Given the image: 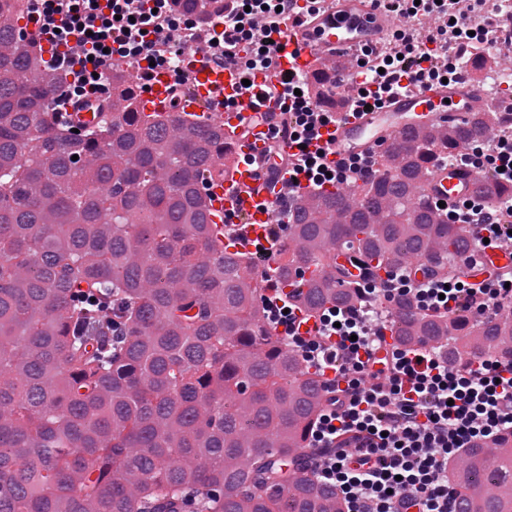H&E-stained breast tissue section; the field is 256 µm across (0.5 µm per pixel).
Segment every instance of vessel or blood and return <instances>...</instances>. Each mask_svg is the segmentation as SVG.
Returning a JSON list of instances; mask_svg holds the SVG:
<instances>
[{"instance_id":"obj_1","label":"vessel or blood","mask_w":512,"mask_h":512,"mask_svg":"<svg viewBox=\"0 0 512 512\" xmlns=\"http://www.w3.org/2000/svg\"><path fill=\"white\" fill-rule=\"evenodd\" d=\"M396 15L375 9L370 0H296V9L280 24L273 38L281 44L274 68L243 72L225 65L215 46L186 50L176 67L149 65L139 60L143 89L138 111L149 115L169 111L170 93L177 79L188 91L179 110L199 121L219 123L228 144L224 174L208 188L211 223L243 226V237L224 240L226 252H250L265 241L269 225L287 221L293 200L308 192L307 184L292 185L287 158L297 147L288 139H274L273 131L285 119L275 100L264 90L279 83L284 73L306 80L348 77L347 64L364 49L377 46L397 26ZM482 90L461 79L450 83L421 80L395 92L371 111L351 110L338 102L331 122L317 124L311 152L336 170L350 159L377 154L392 144L393 136L408 126L443 129L486 111ZM112 114L108 93L84 96L69 102L66 115L75 128H90ZM282 159L270 166L272 152ZM432 201L451 206L472 196L474 170L458 162L438 161L428 175ZM468 267L475 272L512 268V254L500 248L472 251Z\"/></svg>"}]
</instances>
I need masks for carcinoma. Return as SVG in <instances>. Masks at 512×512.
I'll list each match as a JSON object with an SVG mask.
<instances>
[{
	"instance_id": "cac0c4a2",
	"label": "carcinoma",
	"mask_w": 512,
	"mask_h": 512,
	"mask_svg": "<svg viewBox=\"0 0 512 512\" xmlns=\"http://www.w3.org/2000/svg\"><path fill=\"white\" fill-rule=\"evenodd\" d=\"M225 0H168L199 27ZM0 11V512H343L308 466L323 380L275 332L253 256L226 254L208 218V180L224 132L179 112L146 117L128 97L139 75L112 71V117L77 133L52 107L66 74L36 55ZM512 69V47L493 54ZM495 107L443 133L407 128L374 159L361 197L298 200L279 238L281 276L314 266L295 305L315 313L361 301L348 262L373 273L423 257L454 286L472 243L420 192L425 163L453 159ZM78 159H72V156ZM480 201L512 184L476 169ZM400 347L440 350L464 368L489 352L512 362V308L493 320L391 312ZM456 512H512V447L473 445L450 466Z\"/></svg>"
}]
</instances>
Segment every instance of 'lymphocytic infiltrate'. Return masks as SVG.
<instances>
[{"label":"lymphocytic infiltrate","instance_id":"lymphocytic-infiltrate-1","mask_svg":"<svg viewBox=\"0 0 512 512\" xmlns=\"http://www.w3.org/2000/svg\"><path fill=\"white\" fill-rule=\"evenodd\" d=\"M394 14L420 19L409 32L393 31L391 48L362 52L357 73L356 106L381 104L402 80L424 76L442 79L449 52L460 46L489 45L497 38L505 0H374ZM41 0V15L66 11L67 22L51 32L55 44L77 42L79 58L56 55L54 64L73 68L77 59L93 65L106 61L108 49L152 52L167 15L165 0ZM293 0H238L224 16L218 42L222 55L235 56L239 42L252 40L256 25L275 32L278 11ZM304 80L288 77L270 89L299 119L291 139L305 145L315 134L311 99ZM464 162L481 163L500 178L512 180V134L498 135L464 154ZM458 224L482 227L497 241L512 230V200L494 207L474 201L449 209ZM366 305L322 314L317 335H300L293 314L276 309L290 347L306 365L330 368V396L311 432L316 477L336 486L344 512H456V492L448 479V462L473 442L512 432V363L489 355L467 369L449 367L447 359L425 347L382 351L388 318L382 308L407 301L420 309L453 313L467 308L495 317L512 302L505 278L491 275L473 288H449L429 280L412 283L403 272L390 275L388 286L368 292Z\"/></svg>","mask_w":512,"mask_h":512}]
</instances>
